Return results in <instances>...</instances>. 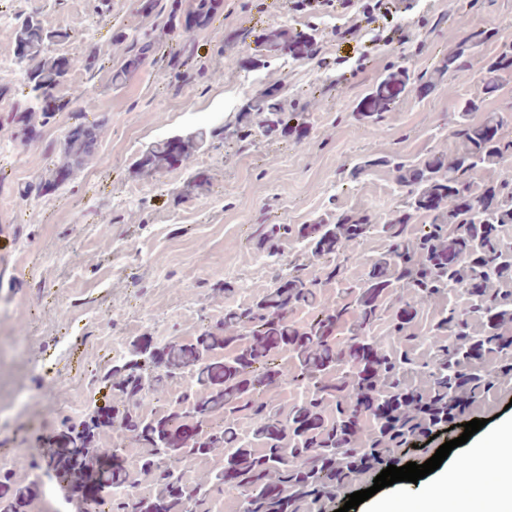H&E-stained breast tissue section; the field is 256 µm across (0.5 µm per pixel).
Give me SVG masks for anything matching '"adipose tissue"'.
Masks as SVG:
<instances>
[{"mask_svg": "<svg viewBox=\"0 0 512 512\" xmlns=\"http://www.w3.org/2000/svg\"><path fill=\"white\" fill-rule=\"evenodd\" d=\"M499 453L494 468H487L480 457H469L466 483L471 493L451 496L447 478H439L430 493L431 512H512V430L498 438ZM495 471V480H487V471Z\"/></svg>", "mask_w": 512, "mask_h": 512, "instance_id": "adipose-tissue-1", "label": "adipose tissue"}]
</instances>
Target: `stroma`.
Instances as JSON below:
<instances>
[{"instance_id":"35a3bbf8","label":"stroma","mask_w":512,"mask_h":512,"mask_svg":"<svg viewBox=\"0 0 512 512\" xmlns=\"http://www.w3.org/2000/svg\"><path fill=\"white\" fill-rule=\"evenodd\" d=\"M412 9L380 18L385 27L410 28L401 47L374 51L358 62L359 43L337 35L344 20L333 10L304 14L290 0H224L210 26L193 43L196 74L180 77L163 59L146 62L123 86L111 84V72L125 60L112 33L120 27L160 36L173 0H156L152 13L142 0H0V87L19 95L15 32L29 16L48 29L70 34L53 51L70 57L96 53L94 70L69 73L65 96L75 97L73 111L56 113L27 133L0 100V474L20 485L37 484L30 512H61L49 494L48 472L32 467L45 458L46 438L55 419L83 417L69 402L73 392L96 397V379L117 365L115 350L145 353L167 371L165 394L176 401L183 392L211 398L234 348L224 344V310L248 307L271 288L281 261L303 264L317 275L318 263L302 253L293 236H270L275 224L292 229L313 224L337 211L368 213L384 222L401 210L406 191L391 167L378 157L418 166L440 156L452 158L458 143L454 116L463 100L480 101L473 121L495 114L512 138V71L500 74L497 90L485 94L486 64L512 44V0H413ZM282 28L313 42L314 57L273 53L266 46L270 29ZM493 37L475 49L468 74L449 80L442 64L465 38L480 31ZM427 89L393 88V98L376 108V92L397 66ZM278 100L283 112L306 115L300 139L251 128L246 139L228 138L229 130L249 120L245 107L261 97ZM379 111L378 121L367 114ZM79 123L105 124L108 134L96 158L72 176L54 181L65 157L62 145ZM199 127L213 135L186 164L143 175L136 159L154 141ZM365 169L347 178L356 164ZM206 179L204 195L181 190L192 176ZM388 248L379 235L350 244L345 283L363 277ZM410 332L418 342L412 357L421 370L408 382L428 391L423 365L434 359L427 336L448 308L465 305L457 293L415 301ZM212 368L199 374L194 357ZM512 349L490 359L489 390L476 392L452 426L421 436L406 454L424 463L445 442L458 438L465 422L484 426L453 449L454 459L477 453L497 455L496 438L512 427ZM109 444L125 449L132 478L146 496L158 494L140 461L149 448L130 431L111 429ZM378 471L360 469L352 482L331 495L306 498L298 512H338L350 494L370 488ZM430 478L397 482L377 491L356 512H428L425 492Z\"/></svg>"}]
</instances>
